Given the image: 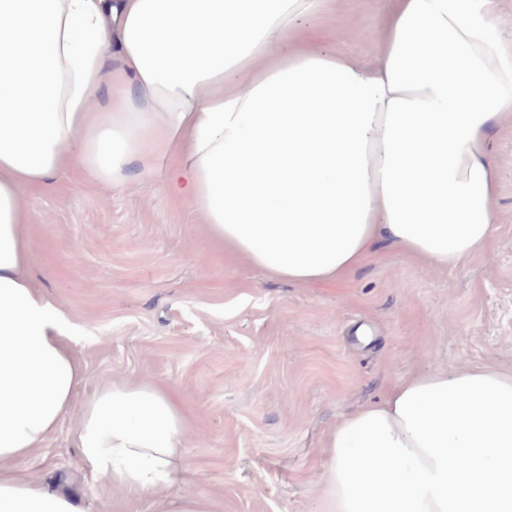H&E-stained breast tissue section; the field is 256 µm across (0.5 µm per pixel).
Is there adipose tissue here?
<instances>
[{
	"label": "adipose tissue",
	"mask_w": 512,
	"mask_h": 512,
	"mask_svg": "<svg viewBox=\"0 0 512 512\" xmlns=\"http://www.w3.org/2000/svg\"><path fill=\"white\" fill-rule=\"evenodd\" d=\"M322 0H0V466L57 430L83 380L77 327L28 276L22 190L77 169L159 186L261 273L312 285L378 240L441 270L489 248L512 123L495 0H396L369 67L289 48ZM114 58H107L108 48ZM188 418L152 382L81 408L85 476L181 494ZM323 512H512V372L400 380L323 444ZM0 512H83L66 485L0 474Z\"/></svg>",
	"instance_id": "obj_1"
}]
</instances>
